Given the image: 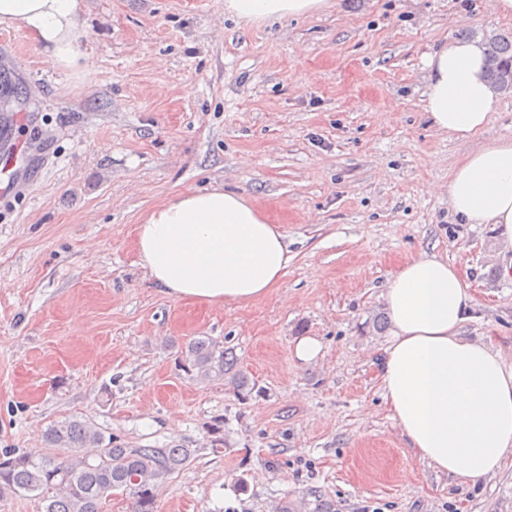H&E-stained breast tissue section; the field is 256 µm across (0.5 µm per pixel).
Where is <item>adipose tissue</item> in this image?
Segmentation results:
<instances>
[{
	"label": "adipose tissue",
	"instance_id": "obj_1",
	"mask_svg": "<svg viewBox=\"0 0 512 512\" xmlns=\"http://www.w3.org/2000/svg\"><path fill=\"white\" fill-rule=\"evenodd\" d=\"M332 0H224L248 21L311 15ZM85 0H0V27L21 29L52 68L87 70L79 20ZM425 112L433 127L470 138L499 98L485 77V48L456 41L427 57ZM452 209L499 225L512 242V140L468 153L448 182ZM139 263L167 296L207 305L248 304L278 287L288 243L247 198L215 188L154 207L135 228ZM392 336L378 361L383 399L408 448L460 482L494 474L512 455V367L462 334L475 298L460 270L433 254L405 261L384 290Z\"/></svg>",
	"mask_w": 512,
	"mask_h": 512
}]
</instances>
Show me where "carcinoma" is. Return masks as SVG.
I'll use <instances>...</instances> for the list:
<instances>
[{
	"mask_svg": "<svg viewBox=\"0 0 512 512\" xmlns=\"http://www.w3.org/2000/svg\"><path fill=\"white\" fill-rule=\"evenodd\" d=\"M487 77L494 88L512 91V36L495 34L487 42ZM182 368L196 378L229 376L238 396L252 390L233 370V352L209 337L193 340L182 352ZM47 452L0 454V497L34 493L44 512H104L112 496L131 500V512H157L165 479L187 467L195 448H117L92 422L58 421L44 431Z\"/></svg>",
	"mask_w": 512,
	"mask_h": 512,
	"instance_id": "obj_1",
	"label": "carcinoma"
}]
</instances>
